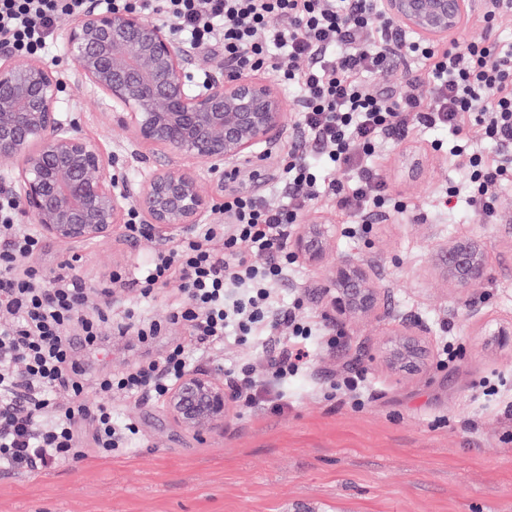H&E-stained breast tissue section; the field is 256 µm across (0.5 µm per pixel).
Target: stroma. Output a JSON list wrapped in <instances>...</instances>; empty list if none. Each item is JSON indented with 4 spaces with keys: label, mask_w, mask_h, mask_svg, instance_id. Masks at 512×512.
Returning a JSON list of instances; mask_svg holds the SVG:
<instances>
[{
    "label": "stroma",
    "mask_w": 512,
    "mask_h": 512,
    "mask_svg": "<svg viewBox=\"0 0 512 512\" xmlns=\"http://www.w3.org/2000/svg\"><path fill=\"white\" fill-rule=\"evenodd\" d=\"M69 26V20L58 22L42 54L59 64L64 118L105 154L118 155L129 178L165 167L172 152L144 147L138 156H123L130 131L110 117L111 103L100 91L71 77L64 55ZM437 141L446 148L453 137L431 129L378 144L375 165L403 210L376 219L368 231L348 234L354 217L325 199L300 217L338 229L339 251L374 257L390 286L386 307L430 329L424 371L404 376L388 370L382 351L395 324L371 319L343 325L341 346L319 351L310 372L284 385L283 400L258 395L235 402L220 432L193 433L164 405L116 394L112 411L137 422L138 449L106 456L83 433L80 461L38 474L0 473V512H512V348L489 341L490 331L512 324V183L500 192L498 223H480L463 202L438 217L439 193L463 169L449 162L445 148L434 150ZM295 143L287 135L276 151L256 152L226 171L225 195L284 204L276 185ZM409 156L420 162L413 179L405 173ZM458 236L483 241L492 272L485 285L465 293L449 288L435 264ZM176 244L148 230L133 237L123 231L81 248L47 239L39 263L52 271L75 257L79 275L104 281L119 267L146 264L159 246ZM325 275V269L296 263L273 295L281 305L302 299L303 314L334 323L321 292ZM100 333L108 338L101 349H77L89 404L97 399L96 378L160 361L172 345L188 340L179 326L146 343L111 338L106 325ZM446 339L456 355L442 367ZM273 354L270 345L232 344L196 366L222 380L224 364L248 362L263 377ZM354 368L367 375L363 406L343 395L326 398L325 387Z\"/></svg>",
    "instance_id": "1"
}]
</instances>
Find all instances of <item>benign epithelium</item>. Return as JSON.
Listing matches in <instances>:
<instances>
[{
    "mask_svg": "<svg viewBox=\"0 0 512 512\" xmlns=\"http://www.w3.org/2000/svg\"><path fill=\"white\" fill-rule=\"evenodd\" d=\"M476 8V0H383L382 17L438 41L458 31ZM66 51L75 80L125 106L120 120L132 130L135 145L172 150L179 160L131 181L114 158L62 119V82L52 64L38 57L16 63L9 52H0V164L14 174L21 213L57 242H107L125 228L131 210L162 237L192 231L212 211L214 182L185 160H206L220 184L224 171L242 158L273 152L286 132L288 112L297 110L271 80L250 71L228 78L213 73L205 84L192 86V54L167 27L147 24L133 12L102 11L95 0L67 31ZM289 249L297 260L325 268L337 322L377 317L398 324L384 352L389 369L414 375L426 367L428 327L384 308L388 288L371 260L338 252L325 224L299 227ZM435 264L448 287L459 292L490 279L484 243L475 237L448 241ZM234 400L223 382L192 369L170 389L166 408L180 425L209 434L224 430Z\"/></svg>",
    "mask_w": 512,
    "mask_h": 512,
    "instance_id": "7a95c632",
    "label": "benign epithelium"
}]
</instances>
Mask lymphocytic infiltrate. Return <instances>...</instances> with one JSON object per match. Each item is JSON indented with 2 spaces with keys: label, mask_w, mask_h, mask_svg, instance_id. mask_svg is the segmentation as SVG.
Instances as JSON below:
<instances>
[{
  "label": "lymphocytic infiltrate",
  "mask_w": 512,
  "mask_h": 512,
  "mask_svg": "<svg viewBox=\"0 0 512 512\" xmlns=\"http://www.w3.org/2000/svg\"><path fill=\"white\" fill-rule=\"evenodd\" d=\"M89 0H0V48L37 54L54 39L56 23L84 11ZM121 10L141 9L190 49L219 54L227 74L265 71L292 84L300 101L298 129L322 148L319 162L347 167L346 184L322 181L302 151L285 159L282 187L288 204L275 207L253 196H234L215 208L211 223L184 236L172 249L156 250L134 279L113 271L110 286L88 284L67 263L54 275L37 265L18 270L20 259L39 255L34 225L18 222V205L0 193V470L50 469L80 456V429L89 423L98 451L131 447L139 429L112 415V395L164 399L194 361L223 343L272 342L280 329L289 336L269 363L274 380L298 374L303 349L315 338L339 342L320 321L304 320L296 307L276 304L271 288L284 280L292 259L288 229L319 198L349 215L401 209L373 170L377 143L405 137L412 129L445 128L457 136L453 157L465 175L444 193L464 198L482 223H497L498 186L512 178V48L487 37L450 40L447 47L412 40L379 17L380 0H112ZM304 60L296 68L295 60ZM424 70L434 104L422 110L416 95L394 87L369 88L366 74L391 66ZM268 258L253 262L254 254ZM181 278L186 299L167 321L145 320L137 306L113 320L111 307L90 318L80 311L91 298L111 297L112 285L132 283L149 298L172 278ZM111 323L116 338L147 342L167 326H184L190 344L175 345L162 363L98 378L100 401L86 405L85 369L69 331L80 325L83 343H100V326Z\"/></svg>",
  "instance_id": "f902f5d3"
}]
</instances>
